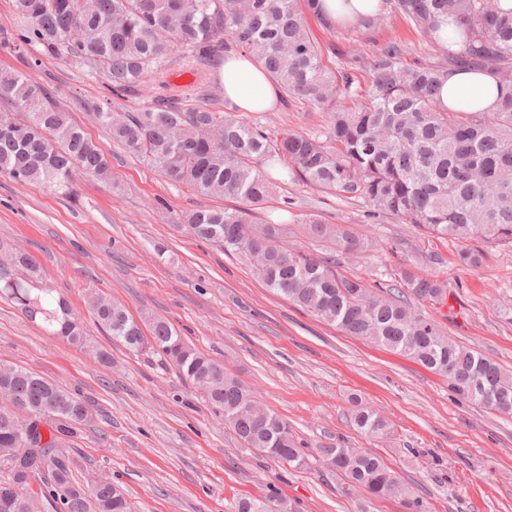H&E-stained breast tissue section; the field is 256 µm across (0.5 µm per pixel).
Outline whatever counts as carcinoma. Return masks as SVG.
Listing matches in <instances>:
<instances>
[{
    "instance_id": "carcinoma-1",
    "label": "carcinoma",
    "mask_w": 512,
    "mask_h": 512,
    "mask_svg": "<svg viewBox=\"0 0 512 512\" xmlns=\"http://www.w3.org/2000/svg\"><path fill=\"white\" fill-rule=\"evenodd\" d=\"M15 0L18 29L12 46L66 53L101 70L119 96L145 86L172 63L197 72L245 53L264 69L286 100L326 113L316 132L286 130L269 136L230 112L215 110L206 87L158 95L150 106L114 112L99 105L102 126L117 145L170 182L207 197L232 198L231 208L197 209L182 216L189 232L229 255L254 261L271 292L313 316L412 358L448 378L460 399L512 416V374L493 360L448 341L438 323L411 307L412 299L445 304L447 283L404 268L393 283L371 289L341 275L331 253L288 246V225L261 224L257 212L274 183L270 169L293 185L361 200L374 221L394 218L422 234L471 247L460 261L481 266L486 249L512 245V10L500 0H391L428 46L413 63L398 41L373 48L371 58L339 53L329 70L309 32L317 0ZM454 28L443 36L442 25ZM369 68L367 83L356 73ZM456 71H489L500 96L492 111L467 98L446 108L441 89ZM196 104L184 108L179 97ZM0 174L66 197L81 178L112 177L110 156L59 109L49 91L20 71H0ZM312 240L346 255L366 242L340 224L310 214L302 219ZM48 335L85 347L102 364L110 353L90 340L66 300L43 283L30 255L0 244V297ZM87 305L95 324L136 355L146 350L175 366L203 393L246 448L302 469L307 456L288 421L260 406L224 363L189 346L169 322L155 319L144 332L125 306L96 291ZM358 432L390 433L387 418L356 405ZM93 421L89 403L61 385L0 359V512H40L29 486L46 483L53 512H131L125 491L108 479L90 487L74 476L64 451ZM322 466L341 477L344 491L399 497L409 512H426L423 499L375 453L345 441L318 449ZM234 512H288L284 501L241 498Z\"/></svg>"
}]
</instances>
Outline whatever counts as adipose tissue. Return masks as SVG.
I'll list each match as a JSON object with an SVG mask.
<instances>
[{
  "instance_id": "obj_1",
  "label": "adipose tissue",
  "mask_w": 512,
  "mask_h": 512,
  "mask_svg": "<svg viewBox=\"0 0 512 512\" xmlns=\"http://www.w3.org/2000/svg\"><path fill=\"white\" fill-rule=\"evenodd\" d=\"M224 97L240 111L261 112L271 108L280 97L278 86L247 55H234L224 62L221 71ZM470 94L476 109L492 110L498 96L495 77L487 72H458L442 87L444 106L455 109L462 94Z\"/></svg>"
}]
</instances>
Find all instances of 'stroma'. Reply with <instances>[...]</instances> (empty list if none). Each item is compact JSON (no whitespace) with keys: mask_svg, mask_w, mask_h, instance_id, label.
<instances>
[{"mask_svg":"<svg viewBox=\"0 0 512 512\" xmlns=\"http://www.w3.org/2000/svg\"><path fill=\"white\" fill-rule=\"evenodd\" d=\"M309 28L331 69L338 51L367 55L391 40L404 44L409 57L424 52L410 25L389 13L367 37L337 33L314 19ZM0 69L28 71L112 161V179L81 182L76 202L0 175V241L39 262L91 340L112 354L111 365H101L0 299V358L63 383L94 408L95 427L69 449L79 464L78 481L88 486L112 479L133 512H233L242 497L283 499L293 512L360 508L358 495L346 494L339 477L318 461L296 471L244 449L173 365L109 344L88 312L86 296L95 289L120 300L137 319H167L284 416L310 448L342 438L381 455L428 512H512V417L458 401L446 377L320 321L270 292L245 257L190 236L179 216L225 206V199L168 183L113 144L86 108L90 102L125 111L147 106L159 78L116 96L101 72L33 47L22 58L0 47ZM243 118L272 134L313 132L324 123L322 112L292 100ZM286 196L294 201L286 216L290 245H307L301 219L315 214L368 243L360 254L341 256L342 274L384 284L403 257L437 275L448 286L446 305L418 301L415 310L434 318L449 338L512 371V246L488 248L482 265L470 269L459 263L457 243L393 219L368 223L362 202L298 185L274 189L260 216L279 217ZM356 398L392 422L387 439L374 441L353 428Z\"/></svg>","mask_w":512,"mask_h":512,"instance_id":"35a3bbf8","label":"stroma"}]
</instances>
